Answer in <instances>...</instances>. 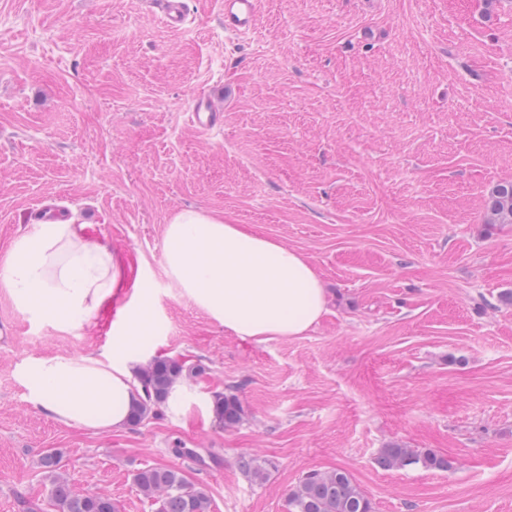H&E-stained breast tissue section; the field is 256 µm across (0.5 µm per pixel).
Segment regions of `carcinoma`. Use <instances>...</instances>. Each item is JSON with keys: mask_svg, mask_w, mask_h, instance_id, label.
Returning a JSON list of instances; mask_svg holds the SVG:
<instances>
[{"mask_svg": "<svg viewBox=\"0 0 512 512\" xmlns=\"http://www.w3.org/2000/svg\"><path fill=\"white\" fill-rule=\"evenodd\" d=\"M489 210L495 222L512 224V181L494 186L489 196ZM203 372L201 361L191 362L183 356L149 362L136 376L138 388L130 409V423L137 426L167 406L175 384L184 378H196ZM212 412L216 421L226 427L239 425L245 415L239 400L222 392L213 395ZM377 461L387 469L419 465L428 470L447 471L453 467V461L444 455L400 444L380 449ZM59 463L53 454L42 458L43 467L54 473L49 497L59 512H118V506L108 495L73 493L59 473ZM237 466L248 477H263L262 469L250 456L240 457ZM134 481L145 498L159 504L158 512H210L207 492L189 483L173 468L146 467L137 472ZM287 505L288 512H373L366 493L339 468L309 472L288 494Z\"/></svg>", "mask_w": 512, "mask_h": 512, "instance_id": "obj_1", "label": "carcinoma"}]
</instances>
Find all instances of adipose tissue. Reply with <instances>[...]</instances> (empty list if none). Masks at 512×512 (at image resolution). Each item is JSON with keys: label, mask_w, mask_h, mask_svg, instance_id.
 <instances>
[{"label": "adipose tissue", "mask_w": 512, "mask_h": 512, "mask_svg": "<svg viewBox=\"0 0 512 512\" xmlns=\"http://www.w3.org/2000/svg\"><path fill=\"white\" fill-rule=\"evenodd\" d=\"M165 273L225 330L257 343L299 336L327 310V291L300 251L204 210L177 212L164 237ZM111 251L84 225L63 220L16 238L0 261V286L23 312L61 327L87 321L117 292ZM148 309L112 325V358L30 360L23 385L55 420L123 429L135 394L136 353L153 346Z\"/></svg>", "instance_id": "1"}]
</instances>
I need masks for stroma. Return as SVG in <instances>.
Returning a JSON list of instances; mask_svg holds the SVG:
<instances>
[{"mask_svg":"<svg viewBox=\"0 0 512 512\" xmlns=\"http://www.w3.org/2000/svg\"><path fill=\"white\" fill-rule=\"evenodd\" d=\"M258 8L238 38L222 0H187L179 29L146 0H0V258L44 205L111 248L123 282L68 329L0 287V512H57L48 452L75 493L120 512H156L133 482L148 465L205 488L211 512H287L306 472L336 468L374 512H512V224L487 208L512 180V0ZM202 91L224 114L208 134L187 118ZM182 209L304 253L327 313L264 343L226 332L164 273ZM144 303L157 331L142 361L206 368L177 404L116 432L29 401L27 361L104 357L119 309ZM217 392L243 423L216 422ZM391 443L455 465L381 468Z\"/></svg>","mask_w":512,"mask_h":512,"instance_id":"1","label":"stroma"}]
</instances>
